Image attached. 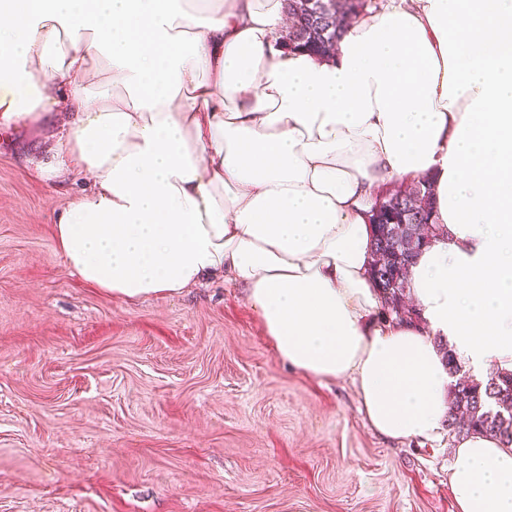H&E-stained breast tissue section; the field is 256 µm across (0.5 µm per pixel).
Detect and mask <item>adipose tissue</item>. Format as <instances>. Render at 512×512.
<instances>
[{
    "label": "adipose tissue",
    "mask_w": 512,
    "mask_h": 512,
    "mask_svg": "<svg viewBox=\"0 0 512 512\" xmlns=\"http://www.w3.org/2000/svg\"><path fill=\"white\" fill-rule=\"evenodd\" d=\"M281 0H0V122L60 114L41 175L67 268L126 301L240 285L277 356L350 380L369 426L438 439L450 377L512 373V0H385L321 62ZM101 77L98 90L86 82ZM433 175L423 325L379 316L378 189ZM457 512H512V445L460 435Z\"/></svg>",
    "instance_id": "obj_1"
}]
</instances>
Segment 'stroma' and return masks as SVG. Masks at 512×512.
<instances>
[{"label":"stroma","instance_id":"obj_1","mask_svg":"<svg viewBox=\"0 0 512 512\" xmlns=\"http://www.w3.org/2000/svg\"><path fill=\"white\" fill-rule=\"evenodd\" d=\"M56 117L0 126V512H456L453 443L375 433L280 360L242 288L128 302L73 275Z\"/></svg>","mask_w":512,"mask_h":512}]
</instances>
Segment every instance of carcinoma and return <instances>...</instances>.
<instances>
[{"label": "carcinoma", "mask_w": 512, "mask_h": 512, "mask_svg": "<svg viewBox=\"0 0 512 512\" xmlns=\"http://www.w3.org/2000/svg\"><path fill=\"white\" fill-rule=\"evenodd\" d=\"M292 26L282 37L285 48L329 58L332 44L347 32L358 15L375 11L380 0H282ZM433 183L429 174L381 188L369 215L374 235L369 272L381 295L382 316L397 322H420V313L406 303L409 268L422 252L419 241L396 233L402 224H429L431 237L440 234L433 223ZM451 382L448 386V434L482 432L512 444V374L494 375L484 383L460 374L448 347L441 346Z\"/></svg>", "instance_id": "cac0c4a2"}]
</instances>
